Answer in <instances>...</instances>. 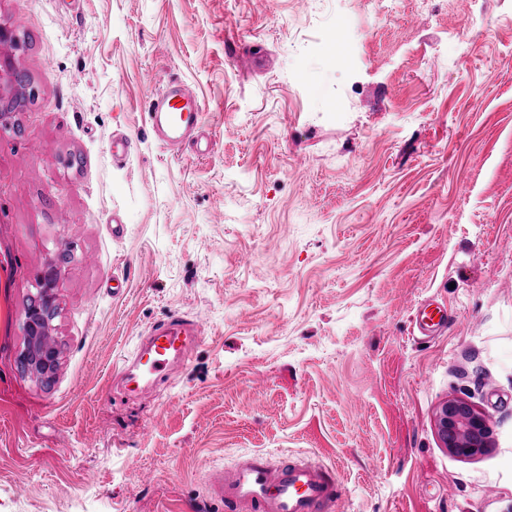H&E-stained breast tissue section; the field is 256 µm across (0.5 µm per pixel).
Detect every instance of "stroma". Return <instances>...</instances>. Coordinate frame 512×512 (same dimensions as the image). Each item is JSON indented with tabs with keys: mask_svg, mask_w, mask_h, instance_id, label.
Here are the masks:
<instances>
[{
	"mask_svg": "<svg viewBox=\"0 0 512 512\" xmlns=\"http://www.w3.org/2000/svg\"><path fill=\"white\" fill-rule=\"evenodd\" d=\"M0 0V512H224L254 451L333 469L334 512L512 503V0ZM347 55L328 62L336 31ZM200 146L157 141L167 76ZM132 150L113 160V135ZM120 219L124 235L112 236ZM54 382L19 368L46 259ZM433 298L456 321L423 336ZM204 334L169 385L116 371L170 315ZM463 397L492 445L458 456ZM436 427L444 447L453 454L474 456L490 447V418L466 399L446 401L436 414Z\"/></svg>",
	"mask_w": 512,
	"mask_h": 512,
	"instance_id": "obj_1",
	"label": "stroma"
}]
</instances>
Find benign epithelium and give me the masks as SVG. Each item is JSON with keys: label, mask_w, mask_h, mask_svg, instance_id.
Wrapping results in <instances>:
<instances>
[{"label": "benign epithelium", "mask_w": 512, "mask_h": 512, "mask_svg": "<svg viewBox=\"0 0 512 512\" xmlns=\"http://www.w3.org/2000/svg\"><path fill=\"white\" fill-rule=\"evenodd\" d=\"M65 267L56 258H49L30 295L23 319L27 339L20 355L21 368L43 382L53 379L59 363V349L51 335V323L57 307L53 290ZM438 436L444 447L456 455L474 456L488 450L492 428L490 418L463 398L446 401L436 414Z\"/></svg>", "instance_id": "benign-epithelium-1"}]
</instances>
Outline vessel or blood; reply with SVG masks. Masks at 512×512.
Segmentation results:
<instances>
[{
  "label": "vessel or blood",
  "instance_id": "b4317fda",
  "mask_svg": "<svg viewBox=\"0 0 512 512\" xmlns=\"http://www.w3.org/2000/svg\"><path fill=\"white\" fill-rule=\"evenodd\" d=\"M164 92L154 98L149 117L155 136L172 145L196 141L201 106L184 82L166 79ZM416 326L434 336L448 328V308L428 299L417 305ZM202 336L200 324L177 315L155 322L145 343L122 369L128 392L163 381L170 367L185 361ZM207 493L224 512H332L340 486L330 468L317 461L291 457L279 462L253 452L240 457L228 471L210 473Z\"/></svg>",
  "mask_w": 512,
  "mask_h": 512
}]
</instances>
